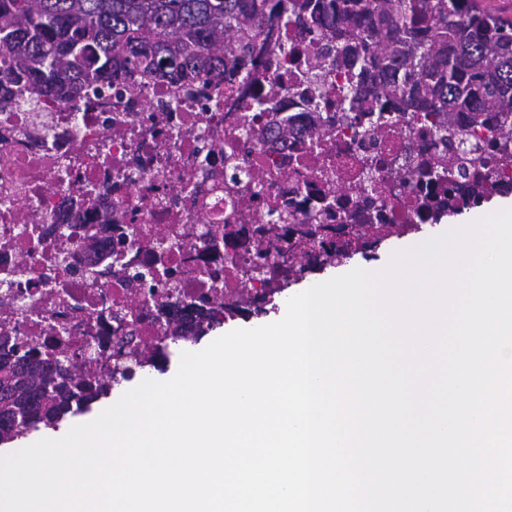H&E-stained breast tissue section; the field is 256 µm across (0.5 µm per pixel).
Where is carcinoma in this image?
<instances>
[{"mask_svg": "<svg viewBox=\"0 0 512 512\" xmlns=\"http://www.w3.org/2000/svg\"><path fill=\"white\" fill-rule=\"evenodd\" d=\"M271 0H0V106L38 111L70 97L91 110L112 84L224 81V59L253 54ZM291 17L322 43L317 66L351 75L336 109L358 129L364 112L386 129L398 103L448 148L445 166L423 164L426 184L448 183V202L429 215L460 214L497 194L487 171L497 134L512 136V20L479 0H291ZM491 133L466 146L469 132ZM55 354L0 337V442L88 409L109 394L112 371L70 372Z\"/></svg>", "mask_w": 512, "mask_h": 512, "instance_id": "obj_1", "label": "carcinoma"}]
</instances>
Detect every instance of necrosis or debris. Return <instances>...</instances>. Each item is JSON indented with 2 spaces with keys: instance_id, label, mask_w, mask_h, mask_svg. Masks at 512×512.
<instances>
[{
  "instance_id": "obj_1",
  "label": "necrosis or debris",
  "mask_w": 512,
  "mask_h": 512,
  "mask_svg": "<svg viewBox=\"0 0 512 512\" xmlns=\"http://www.w3.org/2000/svg\"><path fill=\"white\" fill-rule=\"evenodd\" d=\"M264 52L224 83L167 77L112 89L90 112L55 99L39 112H0V333L77 354L154 349L175 324L223 318L273 282L251 267L257 230L278 224L271 267L288 264L324 207L369 230L354 188L370 184L392 224H416L429 199L409 194L396 156L415 169L438 156L413 112L390 135L321 129L288 75L315 64L297 25L266 24ZM281 136L254 125L257 101ZM147 275L132 282V269Z\"/></svg>"
}]
</instances>
